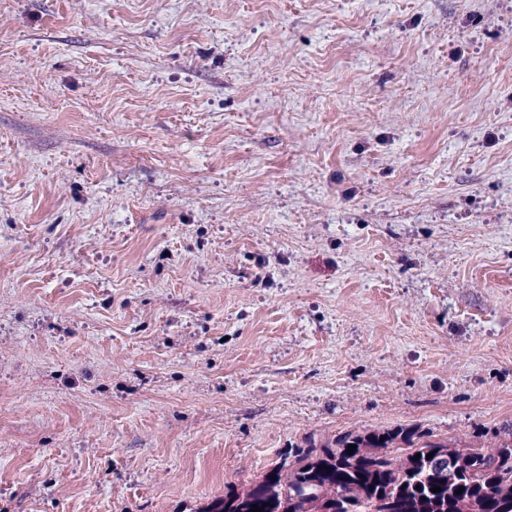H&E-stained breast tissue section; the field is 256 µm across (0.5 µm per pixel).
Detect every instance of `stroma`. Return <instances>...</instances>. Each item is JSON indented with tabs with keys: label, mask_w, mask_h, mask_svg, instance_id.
<instances>
[{
	"label": "stroma",
	"mask_w": 512,
	"mask_h": 512,
	"mask_svg": "<svg viewBox=\"0 0 512 512\" xmlns=\"http://www.w3.org/2000/svg\"><path fill=\"white\" fill-rule=\"evenodd\" d=\"M511 422L512 0H0V512Z\"/></svg>",
	"instance_id": "35a3bbf8"
}]
</instances>
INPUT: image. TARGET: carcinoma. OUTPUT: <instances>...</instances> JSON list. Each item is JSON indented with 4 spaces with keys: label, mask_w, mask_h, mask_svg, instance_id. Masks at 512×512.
I'll use <instances>...</instances> for the list:
<instances>
[{
    "label": "carcinoma",
    "mask_w": 512,
    "mask_h": 512,
    "mask_svg": "<svg viewBox=\"0 0 512 512\" xmlns=\"http://www.w3.org/2000/svg\"><path fill=\"white\" fill-rule=\"evenodd\" d=\"M254 505L263 512H512V424L494 448L435 440L419 427L350 431L319 445L310 438L261 480L228 487L206 512Z\"/></svg>",
    "instance_id": "cac0c4a2"
}]
</instances>
